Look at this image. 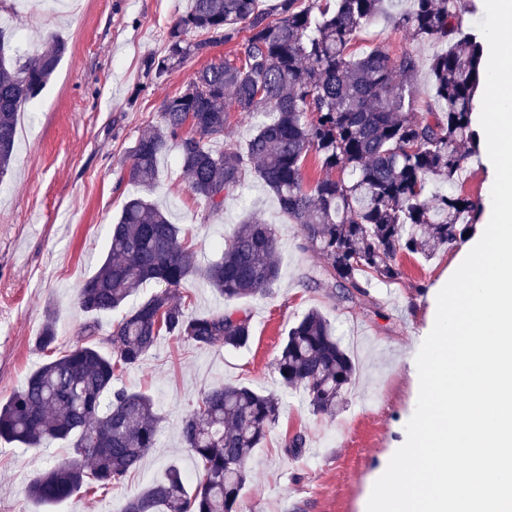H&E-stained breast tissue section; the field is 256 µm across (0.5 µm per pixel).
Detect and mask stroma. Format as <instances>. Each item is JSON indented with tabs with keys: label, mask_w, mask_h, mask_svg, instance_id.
Here are the masks:
<instances>
[{
	"label": "stroma",
	"mask_w": 512,
	"mask_h": 512,
	"mask_svg": "<svg viewBox=\"0 0 512 512\" xmlns=\"http://www.w3.org/2000/svg\"><path fill=\"white\" fill-rule=\"evenodd\" d=\"M191 0H80L77 10L58 0H0V37L34 57L58 35L67 51L27 120L8 172L0 178V400L19 390L45 357L36 346L46 311H53L59 349H69L88 321L78 304L81 283L108 250L107 227L133 196L150 195L189 235L194 258H220L221 243L247 213L275 225L280 275L271 292L250 299L252 340L239 350L200 348L159 336L141 363L116 384L148 393L160 415L157 444L120 483L93 495L78 492L44 509L26 496L28 484L49 465L70 457L53 442L37 448L0 442V512H121L125 502L163 479L169 464L195 470L181 421L201 393L214 385L243 384L276 394L280 414L261 448L252 453L237 512H366L381 469L405 443L419 379L416 355L426 337L430 299L451 271L453 254L426 261L403 254L400 280L373 283L366 297L349 302L338 289L311 288L307 278L319 255L300 250L298 228L275 198L252 183L209 214L188 187L176 151L162 155L152 191L129 183L128 151L158 125L164 101L182 93L209 62L232 57L233 45L188 58L162 78L147 68L163 56L168 31ZM382 48L390 58L409 52L420 70L419 101L430 98V59L437 45L410 39L381 19L361 31L354 54ZM319 309L353 358L356 380L347 406L335 417L317 415L301 391L284 388L274 370L287 326ZM301 452L286 448L294 435Z\"/></svg>",
	"instance_id": "obj_1"
}]
</instances>
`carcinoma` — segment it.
<instances>
[{
    "instance_id": "cac0c4a2",
    "label": "carcinoma",
    "mask_w": 512,
    "mask_h": 512,
    "mask_svg": "<svg viewBox=\"0 0 512 512\" xmlns=\"http://www.w3.org/2000/svg\"><path fill=\"white\" fill-rule=\"evenodd\" d=\"M192 0L168 31L160 78L190 56L219 43L236 45L234 58L198 71L186 90L169 98L160 125L129 152L130 181L152 188L160 156L178 151L189 189L212 214L251 180L278 200L299 226V248L322 256L308 285L329 284L351 299L372 283L402 277L403 253L426 260L454 249L479 223L482 205L454 190L466 163L479 153L474 126L483 36L464 26L457 0H410L395 16L412 39L445 45L430 62L432 103L419 109L413 87L418 60L393 61L375 47L350 52L358 34L389 16L388 0ZM208 38L188 39L191 31ZM67 50L46 40L33 61L5 51L0 39V177L14 153L18 113L35 101ZM239 112L269 113L243 141L225 139L228 104ZM192 134L183 135L184 127ZM314 155L325 176L307 183ZM442 185L430 190L429 184ZM108 253L80 286L87 314L120 313L102 348L95 325L68 350L57 352L52 312L36 343L50 359L22 388L0 401V440L26 447L54 441L75 457L34 479L29 498L54 506L91 485L110 486L138 467L155 447L160 418L151 396L114 386L116 372L140 364L163 334L198 347H246L251 316L243 306L196 316L179 290L193 277L228 301L263 295L279 278L280 240L256 215L237 225L222 257L198 267L182 229L147 196L129 199L109 232ZM154 281L161 289L130 306L133 294ZM282 384L302 390L312 412L334 416L345 403L356 366L328 319L311 308L289 325L276 359ZM279 398L246 385L213 386L181 426L184 445L198 460L194 483L170 465L164 479L128 500L123 512H233L247 481V464L277 421Z\"/></svg>"
}]
</instances>
